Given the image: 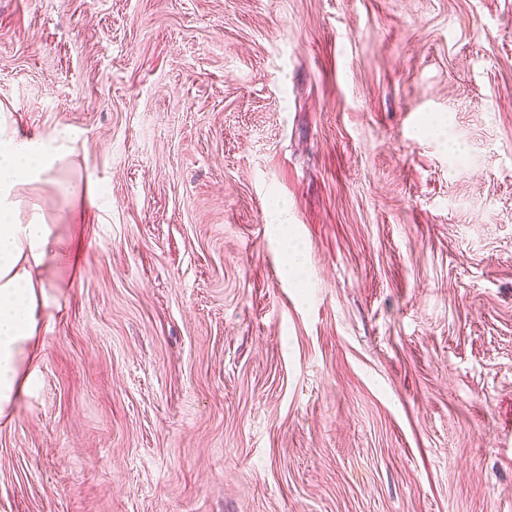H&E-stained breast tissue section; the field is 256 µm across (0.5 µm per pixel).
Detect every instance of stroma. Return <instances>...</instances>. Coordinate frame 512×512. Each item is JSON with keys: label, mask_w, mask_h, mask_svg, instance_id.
Wrapping results in <instances>:
<instances>
[{"label": "stroma", "mask_w": 512, "mask_h": 512, "mask_svg": "<svg viewBox=\"0 0 512 512\" xmlns=\"http://www.w3.org/2000/svg\"><path fill=\"white\" fill-rule=\"evenodd\" d=\"M0 105V512H512V0H0ZM0 417L27 387L25 352L34 336V313L43 274L62 263L65 247L45 221L21 219L19 190L41 181L65 154L44 137L20 138L15 108L0 105Z\"/></svg>", "instance_id": "35a3bbf8"}]
</instances>
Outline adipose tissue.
<instances>
[{"mask_svg": "<svg viewBox=\"0 0 512 512\" xmlns=\"http://www.w3.org/2000/svg\"><path fill=\"white\" fill-rule=\"evenodd\" d=\"M63 158L46 138L19 137L12 110L0 109V415L29 383L23 364L44 273L65 258L48 224L22 220L16 195Z\"/></svg>", "mask_w": 512, "mask_h": 512, "instance_id": "adipose-tissue-1", "label": "adipose tissue"}]
</instances>
